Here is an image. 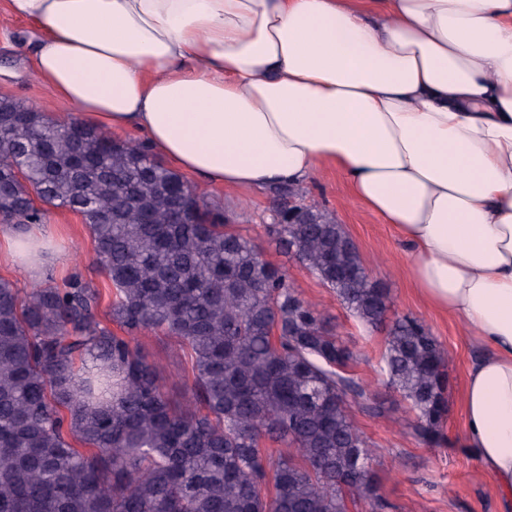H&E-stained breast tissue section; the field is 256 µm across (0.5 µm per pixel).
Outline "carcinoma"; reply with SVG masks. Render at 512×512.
I'll return each mask as SVG.
<instances>
[{"label":"carcinoma","instance_id":"cac0c4a2","mask_svg":"<svg viewBox=\"0 0 512 512\" xmlns=\"http://www.w3.org/2000/svg\"><path fill=\"white\" fill-rule=\"evenodd\" d=\"M268 192L292 205L266 234L363 327H386L380 375L407 403L402 425L440 445L441 344L417 319L387 322L388 290L331 212ZM50 207L82 216L112 300L104 320L76 277L26 293L0 278V512L380 510L354 409L390 408L286 270L144 146L1 97L0 223L22 232ZM152 330L187 358L180 403L139 343Z\"/></svg>","mask_w":512,"mask_h":512}]
</instances>
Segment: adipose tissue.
<instances>
[{
  "instance_id": "ef3b65f1",
  "label": "adipose tissue",
  "mask_w": 512,
  "mask_h": 512,
  "mask_svg": "<svg viewBox=\"0 0 512 512\" xmlns=\"http://www.w3.org/2000/svg\"><path fill=\"white\" fill-rule=\"evenodd\" d=\"M57 97L202 183L299 186L327 165L410 246L426 301L492 352L467 437L512 500V0H7ZM51 228H0L40 279Z\"/></svg>"
}]
</instances>
